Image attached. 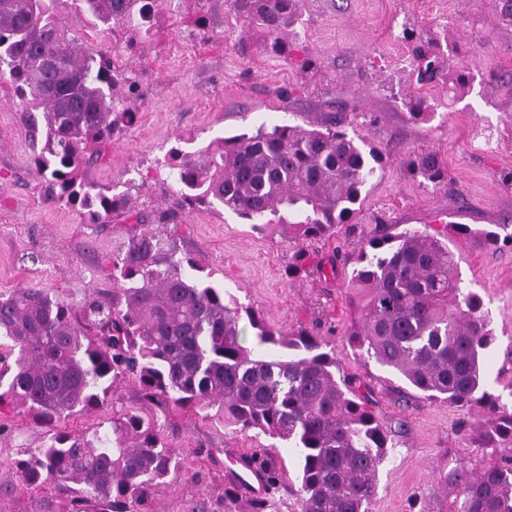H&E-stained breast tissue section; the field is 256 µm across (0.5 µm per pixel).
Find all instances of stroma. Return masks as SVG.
<instances>
[{
	"label": "stroma",
	"instance_id": "obj_1",
	"mask_svg": "<svg viewBox=\"0 0 512 512\" xmlns=\"http://www.w3.org/2000/svg\"><path fill=\"white\" fill-rule=\"evenodd\" d=\"M224 0H211L213 29L192 24L194 0H163L151 39L136 52L124 49L123 30L92 27L73 5L59 6L58 21L88 51L115 50L139 82L135 122L112 142L107 163L84 169L98 184L137 187L138 205L152 211L177 188L171 149L197 152L223 136L254 132L282 121L313 125L339 112L353 129L386 151L383 168L351 221L319 245L323 258L339 256L337 274L293 278L295 248L278 225L257 231L219 210L184 214L163 225L187 257L210 271L241 306L276 329L320 323L335 327L326 341L344 374L371 391L385 426L404 424L395 453L379 471L371 512H445L438 482L449 462L475 459L471 431L478 410L426 399L371 362L359 359L347 336L351 323L345 289L369 231L377 224L434 231L445 224L512 235V27L498 22L497 0H303L302 22L279 57L241 50L224 27ZM432 40L442 53L441 78L417 83L415 41ZM315 68H306V60ZM469 67L472 79L457 92L450 77ZM422 98L431 121H412L406 103ZM21 104L0 83V295L39 283L69 300H107L108 264L128 236L123 221L83 223L65 204L47 203L34 169V152L19 120ZM423 149L438 152L448 168L440 186L412 180L403 160ZM450 247L464 281L481 294L496 335L486 353L485 375L503 401H512V246L456 236ZM157 421L162 434L196 472L173 477L152 502L153 512H192L203 495L223 493L233 468L232 449H269L288 478L296 459L284 442L240 434L213 418L143 399L133 380L116 382L106 406L60 422L83 432L126 411ZM47 428L33 416L0 417V482H16L13 458L41 445Z\"/></svg>",
	"mask_w": 512,
	"mask_h": 512
}]
</instances>
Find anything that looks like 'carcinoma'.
<instances>
[{
	"label": "carcinoma",
	"instance_id": "carcinoma-1",
	"mask_svg": "<svg viewBox=\"0 0 512 512\" xmlns=\"http://www.w3.org/2000/svg\"><path fill=\"white\" fill-rule=\"evenodd\" d=\"M59 0H0V76L24 102L20 121L33 149L45 202L77 208L85 224L116 219L131 233L112 254V298L81 305L51 288L27 285L0 297V414L30 413L50 426L101 408L118 379L133 377L144 399L257 430L293 449L299 512H370L380 467L396 443L369 409V396L339 376L318 329L274 330L248 315L256 346L245 345L239 308L211 273L182 255L159 226L189 209L218 207L255 229L286 224L295 259L347 223L383 153L328 116L304 127L285 121L220 139L178 159L170 204L148 214L131 192L80 178L108 158L112 136L136 119L127 100L138 82L106 50L80 52L56 20ZM95 26L130 32L133 50L151 36L160 0H73ZM238 42L257 35L266 52L285 54L301 20V0H225ZM418 80L442 72L436 48L415 46ZM409 177L438 185L443 159L422 149L404 161ZM499 241L493 231L451 224L398 234L380 226L349 278V340L355 354L400 375L431 400L482 410L477 464L439 473L447 512H512V404L490 391L484 358L494 340L481 295L464 284L452 235ZM248 463L265 494L244 498L224 486V512H282L286 473L267 456ZM29 512H151L155 492L178 471L179 449L157 423L127 412L91 433L56 430L14 461Z\"/></svg>",
	"mask_w": 512,
	"mask_h": 512
}]
</instances>
